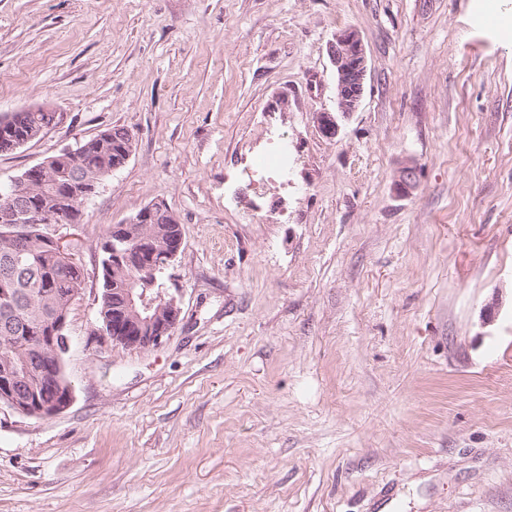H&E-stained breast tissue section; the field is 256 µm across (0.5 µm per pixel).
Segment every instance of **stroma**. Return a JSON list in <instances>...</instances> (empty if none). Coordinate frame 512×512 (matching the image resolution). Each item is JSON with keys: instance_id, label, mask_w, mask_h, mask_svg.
I'll use <instances>...</instances> for the list:
<instances>
[{"instance_id": "stroma-1", "label": "stroma", "mask_w": 512, "mask_h": 512, "mask_svg": "<svg viewBox=\"0 0 512 512\" xmlns=\"http://www.w3.org/2000/svg\"><path fill=\"white\" fill-rule=\"evenodd\" d=\"M31 106L57 123L0 188L115 126L135 149L76 228L73 403L0 408V512H512V0H0V117ZM274 140L292 174L254 193ZM155 202L181 320L88 344L101 238ZM330 61L336 74V109L322 111L316 116L323 137L334 139L340 130L339 118L356 112L365 90L367 58L359 33L345 28L336 33L329 45Z\"/></svg>"}]
</instances>
